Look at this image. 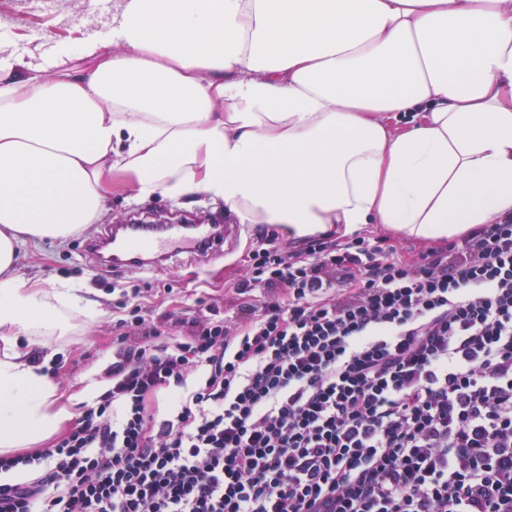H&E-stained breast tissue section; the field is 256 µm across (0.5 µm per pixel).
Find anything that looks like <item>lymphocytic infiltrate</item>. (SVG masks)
<instances>
[{
	"label": "lymphocytic infiltrate",
	"mask_w": 512,
	"mask_h": 512,
	"mask_svg": "<svg viewBox=\"0 0 512 512\" xmlns=\"http://www.w3.org/2000/svg\"><path fill=\"white\" fill-rule=\"evenodd\" d=\"M234 290L233 318L175 338L119 319L94 404L0 457L29 475L0 512H512L511 216L411 261L357 233L272 243Z\"/></svg>",
	"instance_id": "1"
}]
</instances>
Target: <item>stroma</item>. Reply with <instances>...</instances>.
<instances>
[{
  "mask_svg": "<svg viewBox=\"0 0 512 512\" xmlns=\"http://www.w3.org/2000/svg\"><path fill=\"white\" fill-rule=\"evenodd\" d=\"M114 0H97L95 10H88L85 0H0V32L16 45L20 56L36 65H48L58 41H69L74 51L72 63L89 64L82 53L83 44L98 38L111 44L107 29L112 25ZM224 206L203 194L187 199L155 195L132 198L116 189L99 223L66 241L45 240L22 249L18 271L24 277H38L50 282L67 280L86 288L101 310L98 318L79 325L63 340L47 341L49 356H61L60 374L64 394L78 391L85 376L104 380L112 360L115 325L128 317L122 308L125 292L138 289L135 299L142 313L166 336L180 332L179 320L198 310L215 307L221 315H233L237 299L230 291L245 266L250 250L270 235H277L283 245L304 247V240H291L286 233H274L265 224L243 225L237 237L228 240L224 254L183 253L164 260L160 267L146 271H112L103 268L96 254L88 252L89 239L104 233L120 219H138L151 224H191L206 219L223 218Z\"/></svg>",
  "mask_w": 512,
  "mask_h": 512,
  "instance_id": "obj_1",
  "label": "stroma"
}]
</instances>
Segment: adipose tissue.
<instances>
[{
    "mask_svg": "<svg viewBox=\"0 0 512 512\" xmlns=\"http://www.w3.org/2000/svg\"><path fill=\"white\" fill-rule=\"evenodd\" d=\"M112 50L0 70V454L72 420L20 339L98 315L17 272L28 244L202 193L290 235L443 240L512 214V0H118Z\"/></svg>",
    "mask_w": 512,
    "mask_h": 512,
    "instance_id": "adipose-tissue-1",
    "label": "adipose tissue"
}]
</instances>
